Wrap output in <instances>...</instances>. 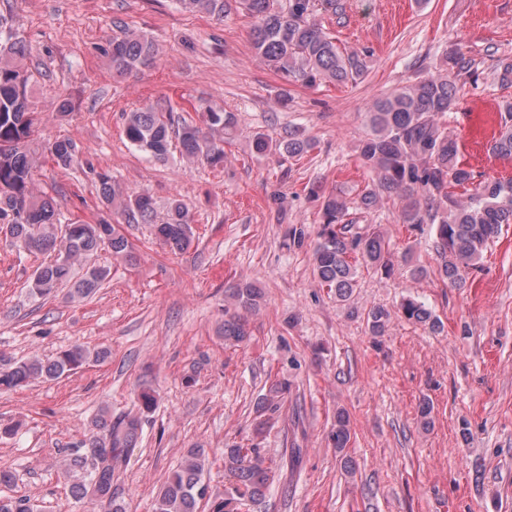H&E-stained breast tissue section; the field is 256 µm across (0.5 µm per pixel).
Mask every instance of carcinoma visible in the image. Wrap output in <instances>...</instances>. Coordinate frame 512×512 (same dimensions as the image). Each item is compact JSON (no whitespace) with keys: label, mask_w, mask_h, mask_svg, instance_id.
<instances>
[{"label":"carcinoma","mask_w":512,"mask_h":512,"mask_svg":"<svg viewBox=\"0 0 512 512\" xmlns=\"http://www.w3.org/2000/svg\"><path fill=\"white\" fill-rule=\"evenodd\" d=\"M183 9L220 21L243 13L253 20L251 44L254 55L278 73L288 85L315 87L323 83L354 84L364 78L374 56L369 47L346 48L324 27L319 15L341 20L345 0H178ZM120 34L112 37L105 53L112 70L127 74L156 61L157 49L149 38L126 31L114 21ZM25 46L19 39L0 41V233L18 255H45L49 261L32 270L29 294L55 298L67 289L65 301L75 303L93 294L107 281L110 268L91 261L106 249L116 262L132 264L136 254L123 232L124 224H143L155 210L151 195L128 194L105 172L96 174L99 199L120 217L113 223L101 217L94 222L61 221L54 200L35 187L38 158L31 150L32 136L41 122L28 96L30 74L23 64ZM473 61L459 46L448 50L439 68L424 77L377 98L368 109L369 132L358 151L369 181L358 190L355 201L340 192L326 193L312 185L309 194L320 201L322 223L313 251L314 268L322 286L336 301L353 308L358 268L386 276L394 273V261L380 226L368 224L351 232L350 205L364 212L382 199L400 203V220L411 227L435 225V273L444 285L463 288L501 225L512 224V176L488 180L462 159L457 137L442 122L460 101V81L472 76ZM495 71L500 88H512V57L497 59ZM498 132L488 142L492 155L512 158V97L498 102ZM203 125L174 115L165 100L150 101L126 114L123 134L135 149L163 161L177 142L190 162L218 167L224 164V145L238 129L232 112L205 109ZM252 148L260 155L276 154L281 163L298 162L315 148L313 139L298 129L277 140L263 132L252 134ZM55 165L63 170L83 166L74 142L56 140L46 147ZM158 238L173 253L183 254L193 244L194 232L187 206L170 203L167 218L153 225ZM218 334L231 345L250 337L247 314L258 310L264 293L252 282H243L230 294ZM397 314L432 331L441 321L424 303L405 298ZM392 312L373 307L366 313L370 336L386 335ZM112 356L107 347L74 344L51 359L32 355L16 360L0 354V391L35 382L58 379L90 363H104ZM291 384L276 381L262 399L263 409L277 411ZM156 405L151 389L142 390L136 409L117 417L101 408L91 418L78 450L65 460L64 472L80 477L70 484V496L88 499L98 512H127L126 504L112 492L115 472L138 451L142 419ZM351 439L349 415L336 411L329 441L336 452ZM273 459L255 443L248 448L224 449V492L207 481L211 461L204 448H190L179 466L159 489L153 512H198L201 502L210 512H249L264 502Z\"/></svg>","instance_id":"1"}]
</instances>
